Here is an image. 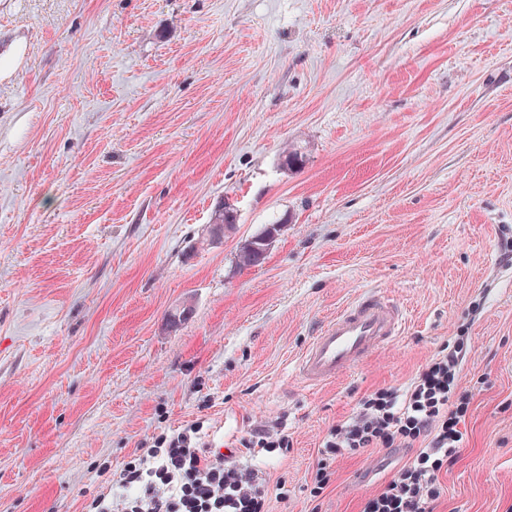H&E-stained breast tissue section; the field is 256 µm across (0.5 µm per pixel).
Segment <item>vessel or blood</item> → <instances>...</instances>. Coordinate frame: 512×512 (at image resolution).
<instances>
[{"label":"vessel or blood","instance_id":"obj_1","mask_svg":"<svg viewBox=\"0 0 512 512\" xmlns=\"http://www.w3.org/2000/svg\"><path fill=\"white\" fill-rule=\"evenodd\" d=\"M405 325L399 305L380 292H365L317 331L298 358L296 374L309 387L331 382L395 342Z\"/></svg>","mask_w":512,"mask_h":512}]
</instances>
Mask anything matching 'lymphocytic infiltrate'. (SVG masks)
<instances>
[{"label":"lymphocytic infiltrate","mask_w":512,"mask_h":512,"mask_svg":"<svg viewBox=\"0 0 512 512\" xmlns=\"http://www.w3.org/2000/svg\"><path fill=\"white\" fill-rule=\"evenodd\" d=\"M464 357L459 345L440 350L406 390L381 388L362 398L353 416L328 430L314 483H328L338 458L366 448H407L412 458L380 492L365 498L361 512H434L439 473L461 453L453 397ZM288 443L279 422L250 429L234 460L200 447L194 426L156 436L113 479V495L94 498L89 512H269L265 475L251 459Z\"/></svg>","instance_id":"lymphocytic-infiltrate-1"}]
</instances>
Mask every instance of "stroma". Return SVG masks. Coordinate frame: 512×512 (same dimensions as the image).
<instances>
[{"mask_svg":"<svg viewBox=\"0 0 512 512\" xmlns=\"http://www.w3.org/2000/svg\"><path fill=\"white\" fill-rule=\"evenodd\" d=\"M5 55L0 512H86L153 436L232 448L282 415L270 512H360L409 454L319 489L328 429L457 342L435 512H512V0H0ZM368 289L402 337L304 387L302 348ZM209 223L211 236L218 239L223 238L224 233L230 232L235 227V209L230 204L224 203L212 212ZM282 224H288V220L285 218H278L269 227L258 236H267L269 238L268 243H246L239 251L237 255V264L242 268L254 267L262 263L267 257L271 246V239L274 234L278 235Z\"/></svg>","mask_w":512,"mask_h":512,"instance_id":"stroma-1","label":"stroma"}]
</instances>
